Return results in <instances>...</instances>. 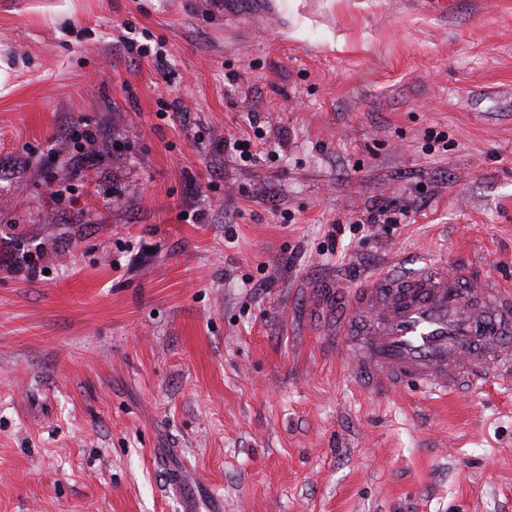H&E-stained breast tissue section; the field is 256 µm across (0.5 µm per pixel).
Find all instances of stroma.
<instances>
[{"label": "stroma", "mask_w": 512, "mask_h": 512, "mask_svg": "<svg viewBox=\"0 0 512 512\" xmlns=\"http://www.w3.org/2000/svg\"><path fill=\"white\" fill-rule=\"evenodd\" d=\"M274 2L0 0V512H512V369L375 394L330 313L512 283V0Z\"/></svg>", "instance_id": "35a3bbf8"}]
</instances>
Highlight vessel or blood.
Wrapping results in <instances>:
<instances>
[{
  "label": "vessel or blood",
  "mask_w": 512,
  "mask_h": 512,
  "mask_svg": "<svg viewBox=\"0 0 512 512\" xmlns=\"http://www.w3.org/2000/svg\"><path fill=\"white\" fill-rule=\"evenodd\" d=\"M346 316L361 323L355 373L370 388L445 396L512 364V287L466 263L394 266L350 299Z\"/></svg>",
  "instance_id": "1"
}]
</instances>
